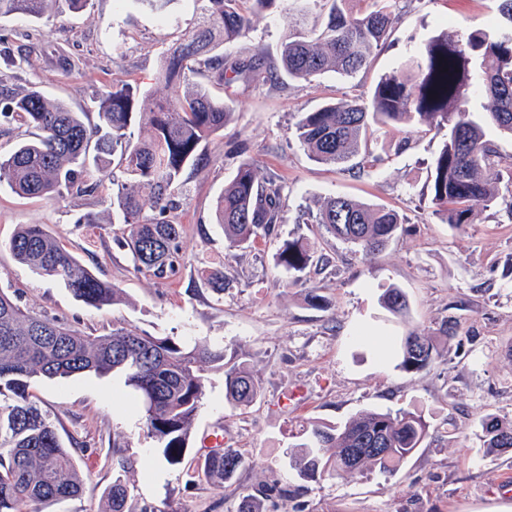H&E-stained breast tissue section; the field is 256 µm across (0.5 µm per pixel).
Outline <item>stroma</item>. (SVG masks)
<instances>
[{"instance_id":"obj_1","label":"stroma","mask_w":512,"mask_h":512,"mask_svg":"<svg viewBox=\"0 0 512 512\" xmlns=\"http://www.w3.org/2000/svg\"><path fill=\"white\" fill-rule=\"evenodd\" d=\"M499 0H395V27L367 68L350 77L334 73L281 86L262 82L213 86L230 101L233 117L204 140L197 166L187 168L174 212L182 226L184 263L177 275L137 272L130 252L116 243L124 227L112 220V189H133L125 175L91 193L55 199L24 198L0 187V290L25 311L45 315L93 336L125 326L169 336L191 346L225 349L261 385L251 406L224 398V373L206 369L205 395L188 438L187 460L172 465L144 426L131 391L117 373L42 380L31 392L55 420L83 479L73 498L41 505V512H105L106 490L117 458L133 485L135 512H236L244 488L291 490L269 512H512V452L486 454L478 440L485 414L512 419V217L477 206L456 228L433 213L427 194L431 163L442 137L419 125L387 127L373 147L384 164L361 174L311 161L293 135L300 113L327 101L367 97L381 74L417 52L434 33L463 36L493 28ZM300 15L291 0L254 16L246 35L224 52L246 60L276 58ZM198 20L195 0H175L169 17L138 9L133 0H89L82 11L55 0L49 17L0 20V93L35 86L79 112L129 83L163 97L156 79L170 46ZM18 66L6 65V58ZM406 149H399L400 141ZM253 158L261 176L284 185L275 235L246 249L230 248L216 221V204L240 162ZM350 196L397 210L407 224L381 253L364 257L310 217L328 198ZM41 224L86 268L115 284L121 297L98 309L59 282L36 274L3 246L19 225ZM307 238L328 258L302 282L289 284L277 264L283 241ZM224 266L223 293L208 288L204 271ZM408 296L409 313L397 319L381 308L388 286ZM318 289L326 309L306 300ZM456 324L441 362L419 373L400 370L394 347L408 331L434 332ZM365 409L416 411L430 436L389 477L373 472L348 479L306 482L286 452L304 442L310 425H338ZM218 433L248 460L235 480L191 478L187 461L204 456L202 440ZM120 456H113V447Z\"/></svg>"}]
</instances>
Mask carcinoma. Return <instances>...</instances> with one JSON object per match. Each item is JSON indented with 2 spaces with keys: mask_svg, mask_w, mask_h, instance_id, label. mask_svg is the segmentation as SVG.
I'll return each mask as SVG.
<instances>
[{
  "mask_svg": "<svg viewBox=\"0 0 512 512\" xmlns=\"http://www.w3.org/2000/svg\"><path fill=\"white\" fill-rule=\"evenodd\" d=\"M269 9L279 0H196L198 24L184 33L166 55L157 80L170 93L157 98L149 90L115 85L97 103V121L51 99L37 87L0 99V120L18 118L36 130L6 156H0V185L23 197L53 198L65 192L93 191V176L111 167L135 180L138 192L121 190L112 198V219L126 225L134 267L157 277L174 276L183 264L181 225L173 219L171 197L183 171L199 161L203 140L224 128L230 112L211 95L201 76L219 85L239 80L276 84L281 75L309 81L326 72L350 76L366 65L392 32V0H296L302 14L322 16L320 26L299 29L282 42L277 63L256 56L231 59L218 52L246 34L251 25L244 3ZM54 0H0V19L48 16ZM493 30L474 27L464 38L447 32L431 37L423 51L385 73L367 100L328 103L303 112L294 135L309 158L327 165L365 170L380 158L369 149L374 132L398 123H419L445 132L428 177L433 214L449 224L471 221L474 208L501 205L512 217V159H502L487 139L492 124L512 134V0H500ZM480 94L491 110L470 111L465 104ZM143 133L135 135L133 126ZM498 169L495 179L483 170ZM251 159L240 163L218 200V223L229 246L248 248L258 236H270L281 222L284 188L273 176L262 180ZM152 215L141 217L144 206ZM310 223L370 255L385 249L405 218L396 210L336 196L324 201ZM21 263L62 283L82 302L97 308L113 304L120 288L82 266L41 224L21 226L7 243ZM315 251L304 237L288 239L277 253L289 283L300 282L314 263ZM204 284L222 292L224 268L205 273ZM382 306L391 314L408 312L405 293L385 289ZM455 337L445 319L434 335L415 330L401 339L397 367L418 373L443 356ZM222 348L205 343L192 348L171 337L116 327L108 336H88L46 316L24 312L0 291V512H39V505L79 495L82 482L72 453L61 441L51 416L30 392L41 379L68 378L85 372L124 376L140 405L148 434L172 464L181 463L189 430L205 391L204 371L224 368V397L235 407L252 405L260 395L256 377L242 365L227 366ZM419 414L364 410L339 426H311L290 463L304 481L349 478L377 471L395 473L429 436ZM489 455L512 450V420L488 413L477 434ZM244 460L231 448L197 459L193 475L229 482ZM131 487L123 460L112 475L110 512H131ZM288 498V489L262 486L241 492L237 512H266L265 503Z\"/></svg>",
  "mask_w": 512,
  "mask_h": 512,
  "instance_id": "1",
  "label": "carcinoma"
}]
</instances>
